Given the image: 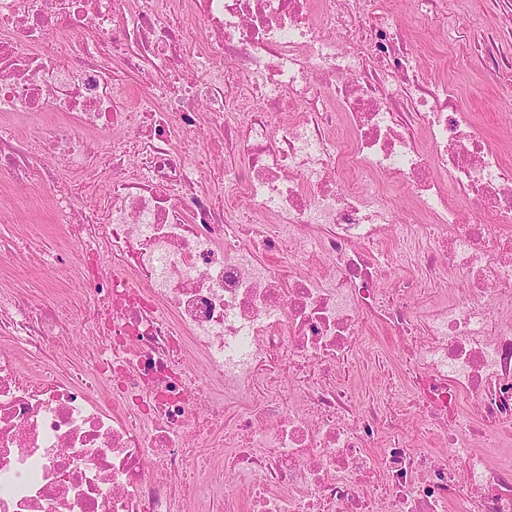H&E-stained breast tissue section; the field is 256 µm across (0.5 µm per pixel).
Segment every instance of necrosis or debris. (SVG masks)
<instances>
[{
	"mask_svg": "<svg viewBox=\"0 0 512 512\" xmlns=\"http://www.w3.org/2000/svg\"><path fill=\"white\" fill-rule=\"evenodd\" d=\"M458 98L372 0H0V217L59 224L0 270L63 274L94 348L57 374L64 313L0 290V512H512V162ZM48 194V189L32 187L29 193L18 200L17 211L9 216L8 222H0V237L28 239L31 234L46 233L52 226L51 215L41 212L34 215L39 199Z\"/></svg>",
	"mask_w": 512,
	"mask_h": 512,
	"instance_id": "4bbe7bcc",
	"label": "necrosis or debris"
}]
</instances>
